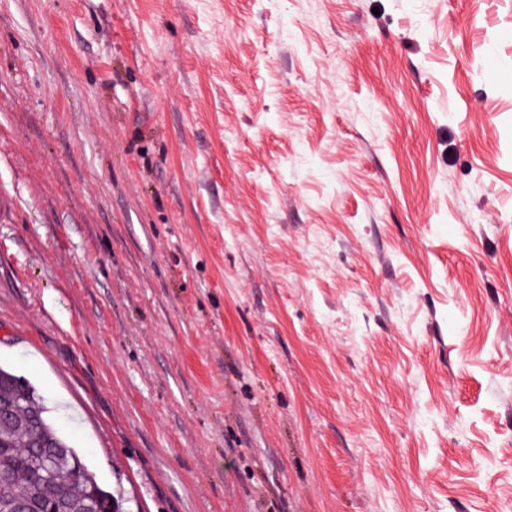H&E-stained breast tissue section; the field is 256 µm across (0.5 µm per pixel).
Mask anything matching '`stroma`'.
<instances>
[{
    "label": "stroma",
    "mask_w": 512,
    "mask_h": 512,
    "mask_svg": "<svg viewBox=\"0 0 512 512\" xmlns=\"http://www.w3.org/2000/svg\"><path fill=\"white\" fill-rule=\"evenodd\" d=\"M0 366L130 512H512V0H0Z\"/></svg>",
    "instance_id": "35a3bbf8"
}]
</instances>
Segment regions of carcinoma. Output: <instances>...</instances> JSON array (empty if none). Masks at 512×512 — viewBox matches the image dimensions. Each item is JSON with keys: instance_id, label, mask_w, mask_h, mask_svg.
<instances>
[{"instance_id": "obj_1", "label": "carcinoma", "mask_w": 512, "mask_h": 512, "mask_svg": "<svg viewBox=\"0 0 512 512\" xmlns=\"http://www.w3.org/2000/svg\"><path fill=\"white\" fill-rule=\"evenodd\" d=\"M0 406L11 408L0 418V512H21L32 507L39 512H69L99 494L102 506L123 507L124 499L103 489L83 463L79 471L61 465L44 475L45 454L52 448H67L68 442L46 417L43 400L30 384L20 386V377L0 367Z\"/></svg>"}]
</instances>
